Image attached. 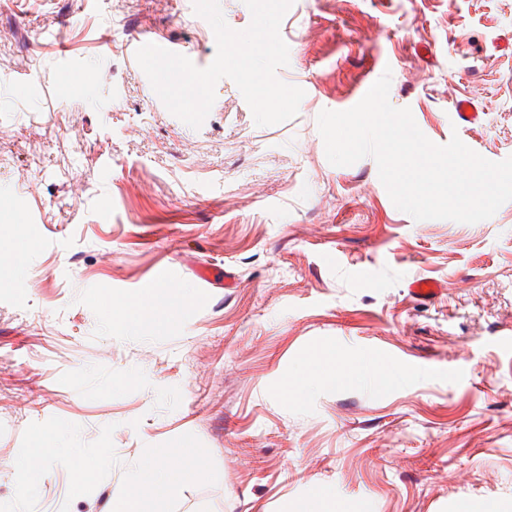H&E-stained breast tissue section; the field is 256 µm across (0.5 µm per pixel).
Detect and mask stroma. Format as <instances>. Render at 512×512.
<instances>
[{
    "instance_id": "35a3bbf8",
    "label": "stroma",
    "mask_w": 512,
    "mask_h": 512,
    "mask_svg": "<svg viewBox=\"0 0 512 512\" xmlns=\"http://www.w3.org/2000/svg\"><path fill=\"white\" fill-rule=\"evenodd\" d=\"M147 30L216 56L192 0H0V512H110L181 448L203 470L161 512H326L325 490L344 512H512V201L414 220L317 127L388 69L428 139L512 156V0H294L277 76L305 96L263 127L228 78L200 128L173 116L128 49ZM162 265L182 303L133 333L112 304ZM326 346L342 379L311 361ZM38 441L58 453L25 494Z\"/></svg>"
}]
</instances>
